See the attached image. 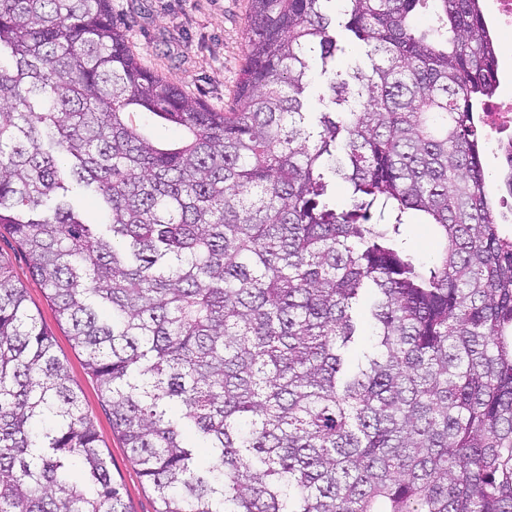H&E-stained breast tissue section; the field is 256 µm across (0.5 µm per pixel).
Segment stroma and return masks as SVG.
<instances>
[{"label":"stroma","instance_id":"1","mask_svg":"<svg viewBox=\"0 0 512 512\" xmlns=\"http://www.w3.org/2000/svg\"><path fill=\"white\" fill-rule=\"evenodd\" d=\"M251 0H111L112 15L127 30L139 63L181 87L207 106L230 110L241 69L249 53L248 16ZM0 259L13 269L28 305L38 311L44 328L65 360L71 386L83 413L94 420L100 447L112 476L121 487L130 512H156L153 492L140 477L112 430L108 407L83 367V357L70 345L41 282L28 269L23 250L9 230L0 228Z\"/></svg>","mask_w":512,"mask_h":512}]
</instances>
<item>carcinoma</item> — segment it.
I'll return each mask as SVG.
<instances>
[{"mask_svg": "<svg viewBox=\"0 0 512 512\" xmlns=\"http://www.w3.org/2000/svg\"><path fill=\"white\" fill-rule=\"evenodd\" d=\"M332 2L251 0L224 112L142 67L110 0H0V226L156 512H512L489 22L480 0ZM68 381L0 260V512H129ZM411 247L424 259H434L437 241L430 228L425 224H412L407 229Z\"/></svg>", "mask_w": 512, "mask_h": 512, "instance_id": "cac0c4a2", "label": "carcinoma"}]
</instances>
